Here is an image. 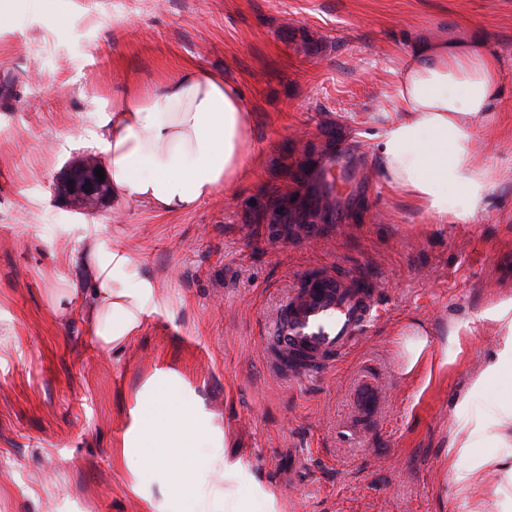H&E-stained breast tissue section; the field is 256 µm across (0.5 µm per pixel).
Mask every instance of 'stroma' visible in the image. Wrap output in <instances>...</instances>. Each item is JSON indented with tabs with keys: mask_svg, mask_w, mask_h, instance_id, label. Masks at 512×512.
<instances>
[{
	"mask_svg": "<svg viewBox=\"0 0 512 512\" xmlns=\"http://www.w3.org/2000/svg\"><path fill=\"white\" fill-rule=\"evenodd\" d=\"M476 34L502 65L491 117L470 132L494 181L484 211L442 224L382 181L368 147L410 39ZM189 64L251 103L242 181L170 214H88L58 197L57 174L98 152L96 112ZM327 128L353 164L335 223L279 220ZM94 234L160 297L107 357L80 312L61 321L52 306L86 282L70 256ZM321 269L377 280L383 315L336 369L292 382L262 342ZM509 300L512 0H17L0 27V512H162L161 483L134 485L118 454L158 368L213 414L254 512L257 486L276 512H512V334L484 316ZM417 322L434 350L407 377L400 344Z\"/></svg>",
	"mask_w": 512,
	"mask_h": 512,
	"instance_id": "stroma-1",
	"label": "stroma"
}]
</instances>
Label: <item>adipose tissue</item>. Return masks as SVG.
I'll list each match as a JSON object with an SVG mask.
<instances>
[{
	"label": "adipose tissue",
	"mask_w": 512,
	"mask_h": 512,
	"mask_svg": "<svg viewBox=\"0 0 512 512\" xmlns=\"http://www.w3.org/2000/svg\"><path fill=\"white\" fill-rule=\"evenodd\" d=\"M501 79L497 58L479 39H415L397 71L393 114L373 146L376 168L440 222H468L486 205L489 174L471 163L469 131L491 112ZM251 117L244 94L223 73L190 65L113 97L86 134L106 159L113 198L179 212L241 181ZM78 256L89 283L56 296L54 311L64 318L80 304L108 353L136 335L156 290L147 278L127 287L132 260L105 239L86 241ZM129 414L120 451L134 479L162 473L164 494L182 501L181 512H206L187 479L189 471L203 472L224 512H240L232 487L239 465L225 457L223 434L177 380L156 371ZM203 446L208 454L197 456Z\"/></svg>",
	"instance_id": "ef3b65f1"
}]
</instances>
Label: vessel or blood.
I'll return each instance as SVG.
<instances>
[{"instance_id": "1", "label": "vessel or blood", "mask_w": 512, "mask_h": 512, "mask_svg": "<svg viewBox=\"0 0 512 512\" xmlns=\"http://www.w3.org/2000/svg\"><path fill=\"white\" fill-rule=\"evenodd\" d=\"M347 181L335 154L318 158L303 186H317L320 195L336 196ZM374 279L363 274L341 277L323 270L306 277L290 291L264 339L270 367L293 381L318 377L335 368L361 343L378 315Z\"/></svg>"}]
</instances>
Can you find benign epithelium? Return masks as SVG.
Wrapping results in <instances>:
<instances>
[{
    "instance_id": "obj_1",
    "label": "benign epithelium",
    "mask_w": 512,
    "mask_h": 512,
    "mask_svg": "<svg viewBox=\"0 0 512 512\" xmlns=\"http://www.w3.org/2000/svg\"><path fill=\"white\" fill-rule=\"evenodd\" d=\"M98 168L100 164L92 157L66 168L56 179L58 196L83 211L104 208L111 200L112 191L108 179L96 176Z\"/></svg>"
}]
</instances>
